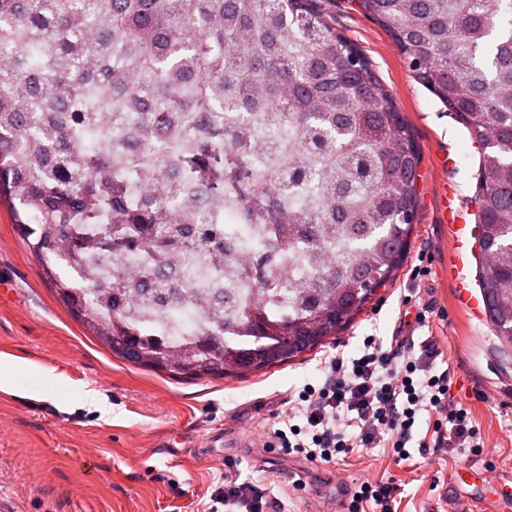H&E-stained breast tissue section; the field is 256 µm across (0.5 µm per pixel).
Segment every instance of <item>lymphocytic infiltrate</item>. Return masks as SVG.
I'll return each mask as SVG.
<instances>
[{"mask_svg":"<svg viewBox=\"0 0 512 512\" xmlns=\"http://www.w3.org/2000/svg\"><path fill=\"white\" fill-rule=\"evenodd\" d=\"M440 351L427 342L413 355L405 340L383 346L374 336L364 337L356 357L343 352L325 358L318 383L304 384L274 436L279 448L311 461L335 463L357 448L388 442L396 461L410 460L408 449L420 411L432 413L430 438L418 441L417 453L470 448L482 453L484 443L470 410L450 398L449 370L435 371ZM348 502V512H394V483L364 482ZM214 503L224 512H267L268 500L248 483L225 478Z\"/></svg>","mask_w":512,"mask_h":512,"instance_id":"lymphocytic-infiltrate-1","label":"lymphocytic infiltrate"}]
</instances>
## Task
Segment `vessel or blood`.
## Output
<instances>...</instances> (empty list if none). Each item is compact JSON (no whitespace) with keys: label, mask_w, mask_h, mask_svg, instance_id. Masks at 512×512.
Segmentation results:
<instances>
[{"label":"vessel or blood","mask_w":512,"mask_h":512,"mask_svg":"<svg viewBox=\"0 0 512 512\" xmlns=\"http://www.w3.org/2000/svg\"><path fill=\"white\" fill-rule=\"evenodd\" d=\"M440 209L442 221L447 224L451 238L446 270L453 288V300L466 319L476 324L486 312L485 298L475 291L471 275V259L478 242V227L470 223L469 209L463 206L455 184L445 187Z\"/></svg>","instance_id":"obj_1"}]
</instances>
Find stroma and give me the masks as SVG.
<instances>
[{
  "mask_svg": "<svg viewBox=\"0 0 512 512\" xmlns=\"http://www.w3.org/2000/svg\"><path fill=\"white\" fill-rule=\"evenodd\" d=\"M317 3L372 61L421 149L403 264L344 329L294 360L224 379L175 378L123 361L91 336L60 304L0 206V354L34 366L15 374L12 391H0V512H208L228 476L265 490L277 512H347L336 495L340 479L400 485L397 512H493L502 478L512 477V344L490 322L473 326L451 312L448 231L438 209L450 178L472 200L479 155L463 121L416 81L358 0ZM446 148L457 159L451 176L437 163ZM421 251L427 273L414 278ZM404 294L432 304L428 326L417 325L416 307L401 304ZM398 330L417 345L435 340L449 359L451 394L470 409L482 454L458 448L398 464L380 446L355 449L337 465L266 454L277 416L297 389L320 379L323 356L356 355L364 337L387 342ZM86 387L99 391L111 416L82 402Z\"/></svg>",
  "mask_w": 512,
  "mask_h": 512,
  "instance_id": "1",
  "label": "stroma"
}]
</instances>
